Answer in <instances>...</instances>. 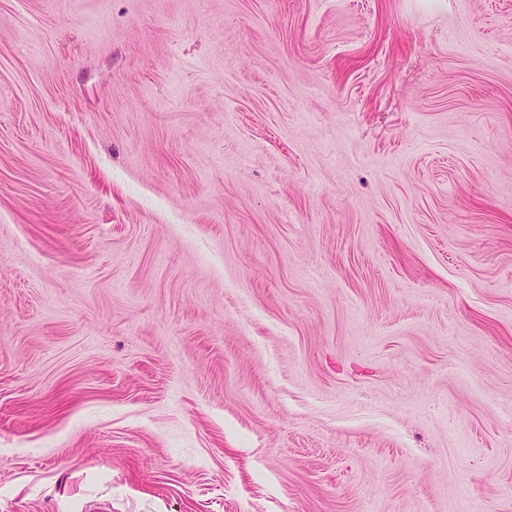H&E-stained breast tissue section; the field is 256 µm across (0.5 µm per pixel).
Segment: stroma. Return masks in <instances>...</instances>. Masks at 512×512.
<instances>
[{
	"label": "stroma",
	"instance_id": "stroma-1",
	"mask_svg": "<svg viewBox=\"0 0 512 512\" xmlns=\"http://www.w3.org/2000/svg\"><path fill=\"white\" fill-rule=\"evenodd\" d=\"M512 512V0H0V512Z\"/></svg>",
	"mask_w": 512,
	"mask_h": 512
}]
</instances>
